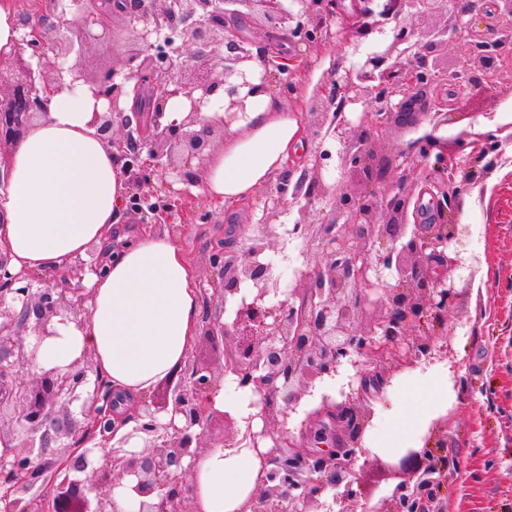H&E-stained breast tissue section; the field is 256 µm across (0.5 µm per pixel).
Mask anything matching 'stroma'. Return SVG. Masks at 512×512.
I'll return each instance as SVG.
<instances>
[{
  "label": "stroma",
  "mask_w": 512,
  "mask_h": 512,
  "mask_svg": "<svg viewBox=\"0 0 512 512\" xmlns=\"http://www.w3.org/2000/svg\"><path fill=\"white\" fill-rule=\"evenodd\" d=\"M382 40L379 33L358 40L330 35L311 48L296 45L301 71L291 89L275 88L277 100L289 111L308 112L313 89L333 96L335 69L364 61ZM453 94L478 130L494 134L512 129V74H503L494 88L465 85ZM171 189L183 193L192 211L172 212L160 228L177 235L187 257L200 266L199 288L211 296L214 310L220 307L214 297L217 284L202 267L204 256L218 245L242 252L249 225L289 227L298 218L297 212L274 206L272 183L251 200L231 207L214 206L194 184L175 181ZM459 212L469 233L451 272L457 296L448 310V333L440 339L447 354L395 372L374 393L364 449L352 464L358 496L351 501L326 497L320 512H360L365 500L391 496L397 480L383 469L380 454L372 452L370 444L379 433H396L403 395L433 371L448 376V399L433 414L441 424L434 435L440 452L455 461L443 491L446 512H512V167H493L481 189L464 194ZM269 257L288 285L315 262L317 252L289 237L275 243Z\"/></svg>",
  "instance_id": "35a3bbf8"
}]
</instances>
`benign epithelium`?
Listing matches in <instances>:
<instances>
[{"label": "benign epithelium", "mask_w": 512, "mask_h": 512, "mask_svg": "<svg viewBox=\"0 0 512 512\" xmlns=\"http://www.w3.org/2000/svg\"><path fill=\"white\" fill-rule=\"evenodd\" d=\"M298 5L293 11L284 0H122L117 8L113 0H69L62 5L67 54L111 41L117 19L125 27L117 61L92 80L75 64L55 63L49 75L33 69L28 50L41 37L38 23L10 52L0 51V151L14 148L44 116L40 91L63 87L69 76L71 83L80 82L107 101L92 123L122 162L128 209L138 213L145 206L160 219L171 200L154 209L151 199H162L154 178L197 182L220 136L242 118L247 99L266 87L290 86L298 59L275 48L280 34L289 32L310 45L335 22L340 33L356 39L382 33L395 22L383 51L336 73L343 101L364 106L357 123L338 119L331 98L317 95L309 103L315 136H332L341 145V165L356 177L358 189L326 187L325 153L317 150L294 183L277 186L276 203L299 215L289 234L317 246L318 260L290 288L281 289L276 264L260 260L278 236L274 224L248 229L239 259L221 246L208 253L205 262L218 279L222 312L231 299L234 306L225 321L203 315L200 331L212 338L230 336L233 345L225 350L221 376L192 364L166 380L173 400L169 421L159 422L148 407L137 412L134 434L120 444L136 435L143 441L141 451L97 467L89 460V434L98 429L107 443L115 437L109 419L112 395L96 388L90 401L94 411H82L79 421L60 410L62 399H79L89 382L85 356L64 371L43 369L32 380L22 375L39 345L57 335L56 324L83 310L88 294L80 286L57 288L42 276L12 275L8 258L0 254V412L13 411L22 436L18 444L12 437L0 443V512H113L112 490L127 476L136 478L134 491L143 497L137 512H187L190 467L183 459L206 449L203 440L215 418L230 433L224 442L234 443L241 435L257 448L260 441H270L261 454L263 486L251 496L250 512H316L321 497L340 487L344 498L354 499L352 462L372 418L369 386L386 383L390 365L429 362L444 350L438 337L447 335L456 288L446 274H431L429 262L437 257L445 270L457 265L454 255L468 229L454 217L456 200L481 183L479 164L493 135L472 131L462 144L469 149V164L462 165L438 132L466 113L458 107L443 110L440 87H451L459 78L487 89L502 70L512 71V0H495L490 11H456L443 27L427 30L421 21L447 13V0H357L351 15L338 11L337 0H298ZM244 9L260 12L271 27L260 51L258 85L253 83L254 54L228 21ZM451 40L466 42L472 64L448 68ZM144 86L151 93L145 133L141 118L133 122L126 115L129 93ZM220 89L224 117L201 120L202 107ZM172 99L186 100L189 108L180 124L165 125ZM392 131L412 139L394 155L377 154L376 144ZM414 170L428 179L438 175L441 182L430 230L409 234L405 217L413 190L407 181ZM28 330L35 343L27 346L23 333ZM344 362L363 374L358 385H349L340 401L322 397L299 435L287 431L288 411ZM226 377L256 396L261 431L242 434L231 412L205 408L204 396ZM196 426L200 431H193ZM80 447L84 452L78 455ZM384 468L401 481L391 498L371 512H442L447 457L425 445L408 449ZM47 469L52 471L49 492L21 498ZM151 495L155 499L147 500Z\"/></svg>", "instance_id": "benign-epithelium-1"}]
</instances>
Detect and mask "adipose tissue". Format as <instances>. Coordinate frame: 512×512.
<instances>
[{
  "label": "adipose tissue",
  "instance_id": "1",
  "mask_svg": "<svg viewBox=\"0 0 512 512\" xmlns=\"http://www.w3.org/2000/svg\"><path fill=\"white\" fill-rule=\"evenodd\" d=\"M45 116L13 150L0 183V254L15 275L64 278L97 244L104 273L86 275L89 317L60 325L34 369H66L91 353L112 390L117 436L131 433L137 404L182 368L201 322L199 278L177 238L118 222L127 187L112 148L92 123L103 100L82 84L43 92ZM300 113L272 91L248 98L232 136L208 163L202 192L235 205L286 177L304 142ZM262 459L246 445L201 452L191 465L192 512H242L263 481Z\"/></svg>",
  "mask_w": 512,
  "mask_h": 512
}]
</instances>
